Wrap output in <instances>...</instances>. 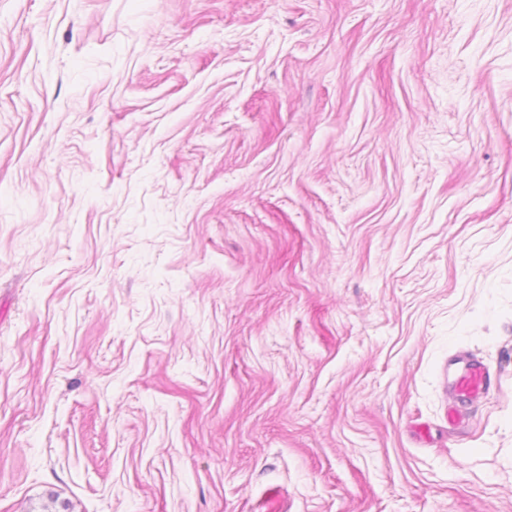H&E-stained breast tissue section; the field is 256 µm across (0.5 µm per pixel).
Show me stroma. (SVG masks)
Wrapping results in <instances>:
<instances>
[{
  "instance_id": "obj_1",
  "label": "stroma",
  "mask_w": 512,
  "mask_h": 512,
  "mask_svg": "<svg viewBox=\"0 0 512 512\" xmlns=\"http://www.w3.org/2000/svg\"><path fill=\"white\" fill-rule=\"evenodd\" d=\"M0 512H512V0H0ZM456 364H463V367L448 386V422L453 425L460 422V405L478 401L496 380L491 368L482 361L461 360L453 365Z\"/></svg>"
}]
</instances>
